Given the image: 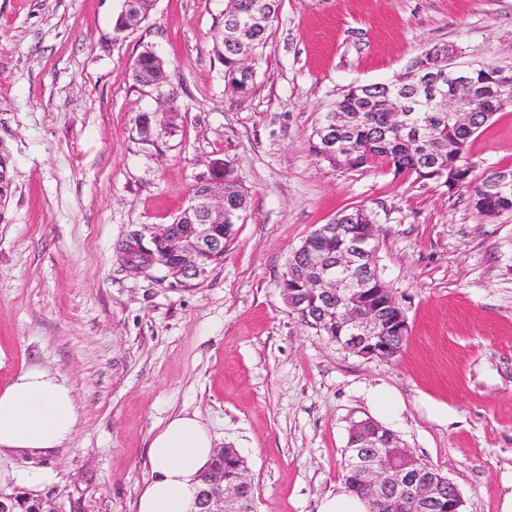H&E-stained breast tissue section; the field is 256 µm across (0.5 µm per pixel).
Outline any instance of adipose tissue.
Listing matches in <instances>:
<instances>
[{"mask_svg":"<svg viewBox=\"0 0 512 512\" xmlns=\"http://www.w3.org/2000/svg\"><path fill=\"white\" fill-rule=\"evenodd\" d=\"M78 422L70 386L48 368L29 366L0 385V486L44 484L49 478L45 469L17 470L12 457L71 443ZM214 451L213 435L197 414L173 416L149 443L148 476L137 512H191L200 475Z\"/></svg>","mask_w":512,"mask_h":512,"instance_id":"ef3b65f1","label":"adipose tissue"}]
</instances>
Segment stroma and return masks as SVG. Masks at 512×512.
Here are the masks:
<instances>
[{
    "mask_svg": "<svg viewBox=\"0 0 512 512\" xmlns=\"http://www.w3.org/2000/svg\"><path fill=\"white\" fill-rule=\"evenodd\" d=\"M123 0H0V384L42 365L73 389V441L18 468L91 512H135L151 437L181 412L249 466L258 512H317L343 486L354 421L392 430L458 488L464 512L512 494V215L478 218L467 189L321 160L313 130L354 84L388 82L430 48L512 69V0H282L245 99L213 50L227 0H154L115 34ZM159 90L135 82L145 47ZM175 130L144 139L161 91ZM512 167V107L470 139ZM250 199L220 263L183 286L133 275L118 248L169 224L215 160ZM376 220L381 278L409 332L392 361L304 326L279 283L290 253L348 208ZM394 394V412L372 393ZM136 5V17L130 18L128 15L126 17L123 16V6L120 13L117 15L114 22V30L117 34L134 32L137 30L141 24L148 17V14L153 6L152 0H134ZM139 19H142L139 22ZM132 76L142 85L162 87L167 82V74L162 60L157 54L146 49L138 55L132 64Z\"/></svg>",
    "mask_w": 512,
    "mask_h": 512,
    "instance_id": "obj_1",
    "label": "stroma"
}]
</instances>
